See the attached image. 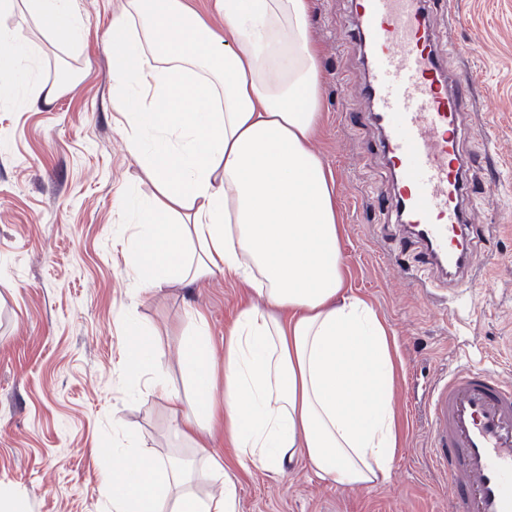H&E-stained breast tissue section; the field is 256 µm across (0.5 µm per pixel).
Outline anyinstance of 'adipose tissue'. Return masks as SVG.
I'll return each instance as SVG.
<instances>
[{"mask_svg": "<svg viewBox=\"0 0 512 512\" xmlns=\"http://www.w3.org/2000/svg\"><path fill=\"white\" fill-rule=\"evenodd\" d=\"M26 2L43 31L82 40L72 0ZM212 2L219 30L183 0H122L112 16V107L158 190L120 197L135 228L126 274L150 294L220 272L248 301L220 350L189 310L195 332L176 350L188 394L168 387L155 333L132 315L120 366L164 395L198 453L218 426L240 463L281 473L300 458L323 481L372 488L398 445L395 362L386 326L348 288L336 182L312 146L323 118L312 0ZM41 55L0 26L1 97ZM101 466L112 512H239L238 484L217 460L206 497L174 456L116 447Z\"/></svg>", "mask_w": 512, "mask_h": 512, "instance_id": "obj_1", "label": "adipose tissue"}]
</instances>
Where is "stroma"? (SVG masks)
Wrapping results in <instances>:
<instances>
[{"mask_svg":"<svg viewBox=\"0 0 512 512\" xmlns=\"http://www.w3.org/2000/svg\"><path fill=\"white\" fill-rule=\"evenodd\" d=\"M83 22L80 45L43 33L24 6L1 18L38 37L37 77L76 82L48 108L26 101L25 87L0 99V485L20 492L26 512H110L99 450L150 438L157 453L179 441L160 395L125 381L117 364L122 313L155 326L169 386L186 391L175 345L193 331L186 312L201 310L221 345L245 290L215 275L187 288L141 298L125 275L116 241L132 233L117 198L155 196L129 155L112 109L106 49L118 0H73ZM459 23L432 15L441 42L473 47L451 67L475 68L481 82L468 105L466 146L478 157L473 202L485 225L483 262L466 300L453 301L420 266L417 245L403 244L386 209L367 195L390 174L362 117L370 103L363 49L349 40L350 0H313L309 31L322 48L323 123L313 142L337 184L342 250L354 293L366 298L392 333L399 372L394 400L400 446L387 481L373 488L331 486L303 463L281 474L241 465L231 441H209L240 484V512H448L427 454L431 387L457 362L512 368V0H458ZM498 120L486 125L485 112Z\"/></svg>","mask_w":512,"mask_h":512,"instance_id":"1","label":"stroma"}]
</instances>
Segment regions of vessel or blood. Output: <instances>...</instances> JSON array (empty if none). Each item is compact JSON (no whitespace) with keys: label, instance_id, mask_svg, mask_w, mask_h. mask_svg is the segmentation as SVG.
<instances>
[{"label":"vessel or blood","instance_id":"1","mask_svg":"<svg viewBox=\"0 0 512 512\" xmlns=\"http://www.w3.org/2000/svg\"><path fill=\"white\" fill-rule=\"evenodd\" d=\"M431 0H355L352 39L367 46L366 118L395 175V220L453 296L472 285L482 254L465 206L476 192L463 149L462 96L472 68L447 69L430 23ZM430 453L448 484L450 512H512V378L463 362L431 391Z\"/></svg>","mask_w":512,"mask_h":512}]
</instances>
